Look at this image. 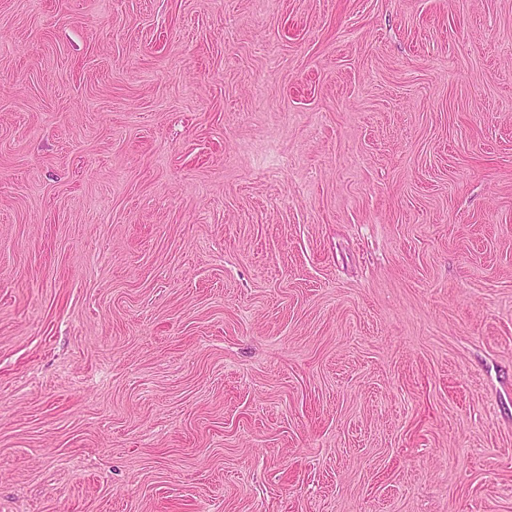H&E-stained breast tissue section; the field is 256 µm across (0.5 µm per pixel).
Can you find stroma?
<instances>
[{
  "mask_svg": "<svg viewBox=\"0 0 512 512\" xmlns=\"http://www.w3.org/2000/svg\"><path fill=\"white\" fill-rule=\"evenodd\" d=\"M0 512H512V0H0Z\"/></svg>",
  "mask_w": 512,
  "mask_h": 512,
  "instance_id": "1",
  "label": "stroma"
}]
</instances>
